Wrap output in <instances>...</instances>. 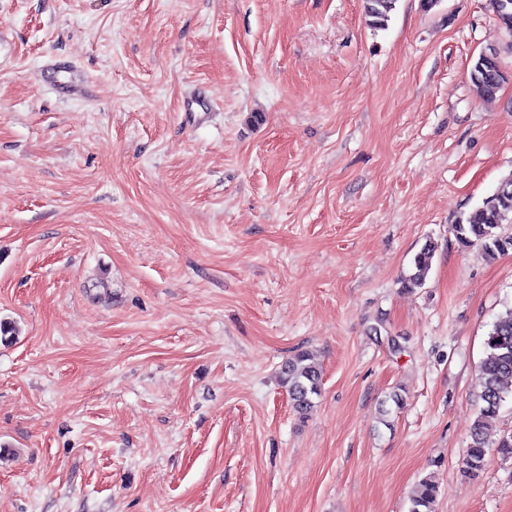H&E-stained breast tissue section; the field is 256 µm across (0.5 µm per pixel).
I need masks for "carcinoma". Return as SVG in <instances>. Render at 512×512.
<instances>
[{
    "mask_svg": "<svg viewBox=\"0 0 512 512\" xmlns=\"http://www.w3.org/2000/svg\"><path fill=\"white\" fill-rule=\"evenodd\" d=\"M397 0H364L368 24L376 28L387 26ZM493 11L502 29L512 33V0H491ZM491 59L478 55L471 68V80L480 94L492 98L500 89L505 76L498 53L488 50ZM512 224V178L455 224L456 236L464 247L476 246L488 257L512 250V233L503 225ZM435 246L425 244L413 259L414 272L407 279L412 288L422 287L432 266ZM486 358L480 365L477 386L483 402L474 421L465 449V473L474 477L487 463L489 444L486 427L512 397V309L499 317L485 340ZM321 369L307 352L286 360L280 369V382L286 389L292 409L308 415L320 395ZM438 486L429 478L421 480L411 497L409 512H434Z\"/></svg>",
    "mask_w": 512,
    "mask_h": 512,
    "instance_id": "obj_1",
    "label": "carcinoma"
}]
</instances>
